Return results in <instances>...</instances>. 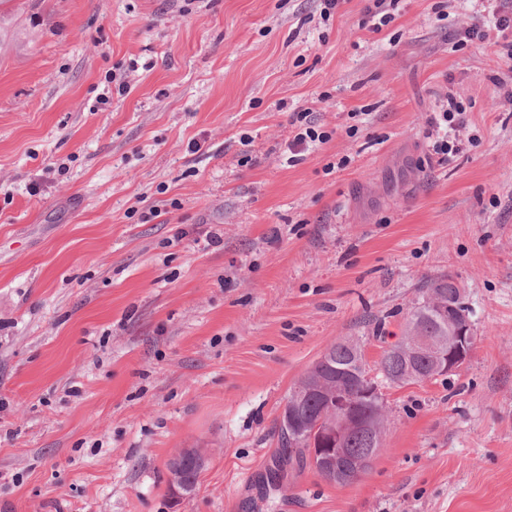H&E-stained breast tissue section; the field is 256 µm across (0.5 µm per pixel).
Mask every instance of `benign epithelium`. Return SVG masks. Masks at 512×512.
<instances>
[{
    "label": "benign epithelium",
    "mask_w": 512,
    "mask_h": 512,
    "mask_svg": "<svg viewBox=\"0 0 512 512\" xmlns=\"http://www.w3.org/2000/svg\"><path fill=\"white\" fill-rule=\"evenodd\" d=\"M434 306L450 315L449 335L435 343L433 337L418 330L405 338L400 351L406 356L428 354L432 375L442 376L454 372L467 360L471 350L472 326L467 313L457 304L437 301ZM334 377L331 385H318L309 377L302 380L291 398L284 402L280 418L288 431L300 434L306 430L310 433L311 457L319 471L333 476L338 483H352L368 472L377 449L352 455L345 448L349 435L355 431H369L376 443L381 433L376 419L350 412L342 370H336ZM313 393L319 394L324 403L322 412L314 417L303 413V404ZM204 463L205 457L198 448H180L174 453L168 463L169 488L173 496L193 491V487L184 480V471L188 468L199 471Z\"/></svg>",
    "instance_id": "obj_1"
}]
</instances>
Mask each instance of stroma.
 <instances>
[{
  "mask_svg": "<svg viewBox=\"0 0 512 512\" xmlns=\"http://www.w3.org/2000/svg\"><path fill=\"white\" fill-rule=\"evenodd\" d=\"M368 4L0 5V512H512V69L457 43L481 0ZM303 110L331 138L292 162ZM446 275L467 361L385 386L355 482L268 485L289 389L339 338L375 368ZM467 107L462 101H458L453 95H448L446 105L434 113L431 124L437 130H445L443 136H438L432 143V151L440 155V160H445L448 155L455 154L460 150L456 137V131L466 123ZM453 133V136L451 135ZM205 463V457L198 448H180L171 457L168 463L169 470V488L173 496L179 497L194 490L185 480L184 471L187 468H193L197 471H189L186 474V480L197 484L198 474Z\"/></svg>",
  "mask_w": 512,
  "mask_h": 512,
  "instance_id": "1",
  "label": "stroma"
}]
</instances>
